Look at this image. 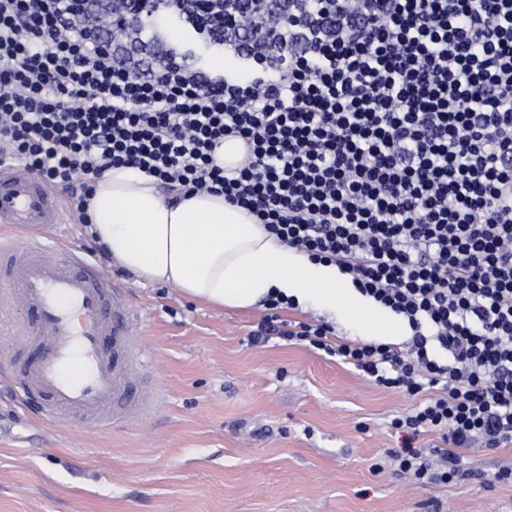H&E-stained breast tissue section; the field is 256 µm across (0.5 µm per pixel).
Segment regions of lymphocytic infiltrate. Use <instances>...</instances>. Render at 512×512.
<instances>
[{"label": "lymphocytic infiltrate", "mask_w": 512, "mask_h": 512, "mask_svg": "<svg viewBox=\"0 0 512 512\" xmlns=\"http://www.w3.org/2000/svg\"><path fill=\"white\" fill-rule=\"evenodd\" d=\"M165 11L169 40L139 24ZM242 67L205 65L198 48ZM237 137L235 169L214 153ZM67 192L134 167L215 193L407 320L410 347L332 342L263 301L258 339L302 342L418 397L393 420L418 485L456 449L512 444V0H0V161Z\"/></svg>", "instance_id": "f902f5d3"}]
</instances>
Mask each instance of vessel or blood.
<instances>
[{"label":"vessel or blood","instance_id":"vessel-or-blood-1","mask_svg":"<svg viewBox=\"0 0 512 512\" xmlns=\"http://www.w3.org/2000/svg\"><path fill=\"white\" fill-rule=\"evenodd\" d=\"M69 221L57 192L20 165L0 164V228L26 235L21 245L0 242V255L8 257L0 298L38 315L36 328L11 325L13 343L33 339L45 349L39 362L18 367V382L25 393L48 401L51 421L109 416L135 424L158 402L151 388L134 399L128 395L145 367L138 318L94 262L48 236L49 225ZM106 336L112 339L108 351L102 347Z\"/></svg>","mask_w":512,"mask_h":512}]
</instances>
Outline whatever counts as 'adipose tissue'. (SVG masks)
<instances>
[{
  "label": "adipose tissue",
  "mask_w": 512,
  "mask_h": 512,
  "mask_svg": "<svg viewBox=\"0 0 512 512\" xmlns=\"http://www.w3.org/2000/svg\"><path fill=\"white\" fill-rule=\"evenodd\" d=\"M88 231L113 264L149 283L219 308H244L272 292L340 311L391 340L398 323L349 293L335 266L289 250L238 206L211 193L175 199L153 178L114 168L94 184Z\"/></svg>",
  "instance_id": "obj_1"
}]
</instances>
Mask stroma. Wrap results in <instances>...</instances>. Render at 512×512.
Here are the masks:
<instances>
[{"instance_id": "obj_1", "label": "stroma", "mask_w": 512, "mask_h": 512, "mask_svg": "<svg viewBox=\"0 0 512 512\" xmlns=\"http://www.w3.org/2000/svg\"><path fill=\"white\" fill-rule=\"evenodd\" d=\"M139 318L150 386L163 395L146 421H48L40 398H20L14 320L0 304V512H512V446L475 443L460 477L417 486L393 459L405 433L394 418L416 398L376 386L352 365L305 344L253 343L262 304L215 309L177 289L107 267ZM320 320L341 339L360 325L314 305L282 310Z\"/></svg>"}]
</instances>
